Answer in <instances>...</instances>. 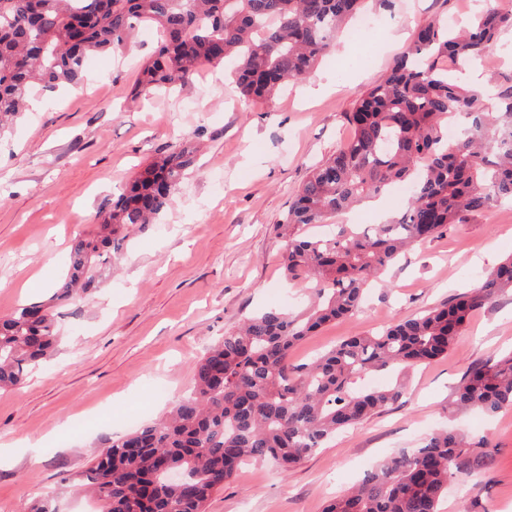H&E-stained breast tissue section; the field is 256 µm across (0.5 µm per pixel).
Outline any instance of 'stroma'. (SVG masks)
I'll return each mask as SVG.
<instances>
[{
	"label": "stroma",
	"mask_w": 512,
	"mask_h": 512,
	"mask_svg": "<svg viewBox=\"0 0 512 512\" xmlns=\"http://www.w3.org/2000/svg\"><path fill=\"white\" fill-rule=\"evenodd\" d=\"M507 0H367L372 23L349 21L315 70L273 102L245 100L224 66L201 68L169 92L140 95V66L159 40L141 28L123 56L92 57L81 84L34 89L0 132V316L49 296L64 259L99 207L159 153L191 140L198 162L155 224L128 238L109 282L60 308L56 352L13 391H0V512L55 497L60 512H100L76 477L112 439L159 418L193 385L194 364L260 309L296 308L308 282L286 279L278 226L310 170L351 135L344 121L433 17L456 28ZM399 35L396 46L382 31ZM512 256V205L419 243L367 288L360 309L291 352L308 362L346 336L377 332L477 287ZM512 349V295L475 312L447 355L416 368L402 399L341 432L282 473L245 465L206 512H323L374 465L414 448L447 420L453 386L475 360ZM488 440L483 489L452 486L440 512H512V409L458 420Z\"/></svg>",
	"instance_id": "35a3bbf8"
}]
</instances>
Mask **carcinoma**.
Listing matches in <instances>:
<instances>
[{
	"label": "carcinoma",
	"mask_w": 512,
	"mask_h": 512,
	"mask_svg": "<svg viewBox=\"0 0 512 512\" xmlns=\"http://www.w3.org/2000/svg\"><path fill=\"white\" fill-rule=\"evenodd\" d=\"M365 0H0V131L23 112L35 84L79 79L93 54L122 52L141 26L160 45L141 88L189 83L204 64L235 61L241 94L270 101L289 81L310 74L336 31ZM512 28V11L489 8L469 31L437 20L421 27L390 72L364 91L344 119L351 137L317 166L279 225L282 267L312 282L296 311L268 308L224 335L195 363V386L161 420L119 437L81 484L101 512H206L210 499L248 461L288 471L336 432L399 401L415 368L448 353L472 314L512 292V257L481 286L375 334L352 336L302 367L292 349L325 324L351 315L364 289L416 243L450 224H467L497 202L512 203V85L498 102L460 83L448 61H472ZM466 119L458 136L448 118ZM188 143L149 162L98 211L94 231L69 253V276L48 299L0 318V391L18 388L58 340L61 305L112 277V255L172 202L195 164ZM408 183L412 194L382 224H341L334 236L310 228ZM393 380L367 388L362 380ZM512 409V351L472 362L448 401V420L469 411ZM453 425L419 448L378 464L325 512H438L454 482L492 456Z\"/></svg>",
	"instance_id": "1"
}]
</instances>
